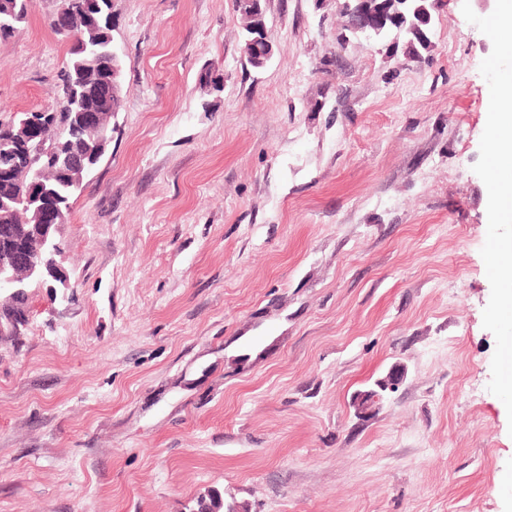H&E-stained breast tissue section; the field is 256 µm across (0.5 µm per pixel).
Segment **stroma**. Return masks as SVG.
<instances>
[{
    "mask_svg": "<svg viewBox=\"0 0 512 512\" xmlns=\"http://www.w3.org/2000/svg\"><path fill=\"white\" fill-rule=\"evenodd\" d=\"M466 1L485 15L438 0L412 61L343 0H263L257 69L234 0H112L122 104L61 228L69 285L29 288L0 335V512H194L213 489L512 512L472 170L492 42ZM58 6L0 46V122L57 101Z\"/></svg>",
    "mask_w": 512,
    "mask_h": 512,
    "instance_id": "stroma-1",
    "label": "stroma"
}]
</instances>
